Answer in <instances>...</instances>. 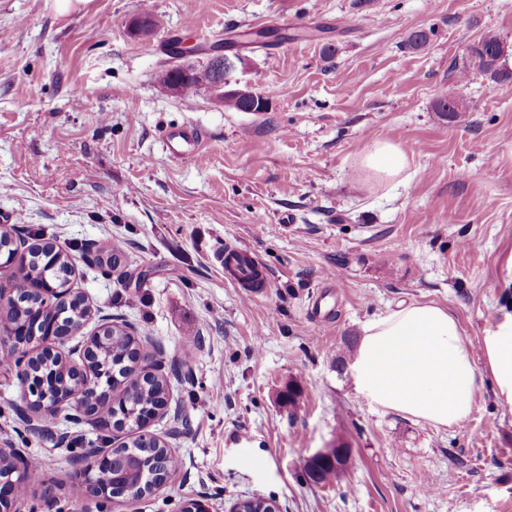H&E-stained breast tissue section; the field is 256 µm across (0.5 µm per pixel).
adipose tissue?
<instances>
[{"label":"adipose tissue","mask_w":512,"mask_h":512,"mask_svg":"<svg viewBox=\"0 0 512 512\" xmlns=\"http://www.w3.org/2000/svg\"><path fill=\"white\" fill-rule=\"evenodd\" d=\"M364 166L384 180L407 165L390 140L374 139ZM350 369L372 405L450 427L472 411L474 392L490 375L499 400L512 407V310L503 312L473 352L457 318L436 303H410L367 321Z\"/></svg>","instance_id":"1"}]
</instances>
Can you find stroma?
Returning <instances> with one entry per match:
<instances>
[{
  "label": "stroma",
  "mask_w": 512,
  "mask_h": 512,
  "mask_svg": "<svg viewBox=\"0 0 512 512\" xmlns=\"http://www.w3.org/2000/svg\"><path fill=\"white\" fill-rule=\"evenodd\" d=\"M145 14L156 26L141 40L129 25ZM281 15L291 41L239 43ZM419 29L429 42L409 48ZM490 31L512 47V0H86L66 14L55 0H0V228L69 254V286L93 313L71 345L101 319L127 323L167 380L169 406L147 431L180 465L129 512L195 498L228 512L251 497L280 512H512V408L490 375L466 421L436 427L371 406L336 367L347 337L413 302L447 308L480 348L512 297V78L454 67ZM173 39L199 60L218 43L243 55L234 77L269 111L161 86ZM445 94L464 121L436 112ZM185 123L204 135L194 164L159 142ZM378 136L408 159L390 181L361 162ZM228 241L266 270L258 293L219 262ZM106 243L121 255L108 273L93 261ZM20 402L0 364V448L43 467L19 512H119L75 478L74 455L101 429L59 416L33 431ZM235 429L250 447L226 441ZM340 444L347 470L312 482L306 459Z\"/></svg>",
  "instance_id": "35a3bbf8"
}]
</instances>
